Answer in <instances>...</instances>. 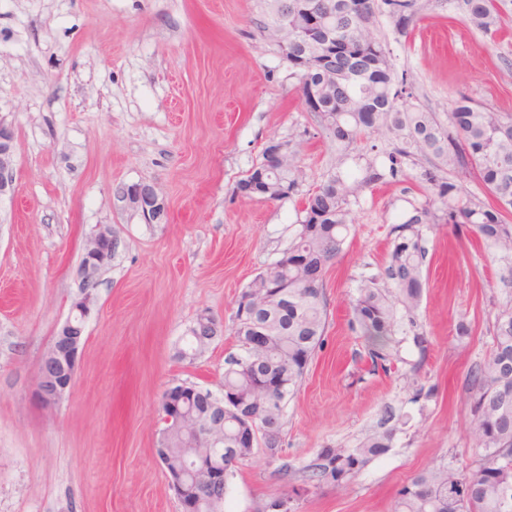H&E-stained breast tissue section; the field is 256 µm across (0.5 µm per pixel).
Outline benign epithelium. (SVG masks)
<instances>
[{
    "label": "benign epithelium",
    "mask_w": 512,
    "mask_h": 512,
    "mask_svg": "<svg viewBox=\"0 0 512 512\" xmlns=\"http://www.w3.org/2000/svg\"><path fill=\"white\" fill-rule=\"evenodd\" d=\"M314 21L307 40L316 42L321 51L309 57V67L322 72H332L337 80L343 74L336 72V35L323 22L322 14L311 11ZM15 147L14 129L0 121V198L12 195L14 186ZM123 201L141 212L149 224L158 222L164 216L166 205L156 187L145 183H133L123 187ZM118 246L112 226L100 225L88 238L84 247L79 269L78 293L72 299L67 319L53 336L50 346L41 362L36 395L41 404L52 407L60 403L70 392L76 367L85 344V328L95 306L94 290L102 270L112 262ZM198 321L209 328V335L218 338L224 333V324L208 312L199 315ZM160 423L176 427L186 423L196 429H205L218 435L224 429V400L214 404L212 411L204 416L194 417L185 410L169 416L158 412ZM168 481L183 512H209L222 503L225 484L224 464L211 461L200 465H182L167 473Z\"/></svg>",
    "instance_id": "1"
}]
</instances>
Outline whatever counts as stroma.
<instances>
[{"instance_id":"1","label":"stroma","mask_w":512,"mask_h":512,"mask_svg":"<svg viewBox=\"0 0 512 512\" xmlns=\"http://www.w3.org/2000/svg\"><path fill=\"white\" fill-rule=\"evenodd\" d=\"M425 2L406 34L383 16L374 27L413 84L409 105L444 114L465 94L512 113V0H496L505 31L494 38L448 0ZM269 10L268 0H0V120L14 129L16 167L14 195L0 198V512H181L154 453L157 409L181 382L223 394L235 349L227 332L189 358L183 338L204 310L232 325L238 296L287 248L299 216L300 196L248 199L236 186L273 139L295 144L304 189L336 171L297 77L260 35ZM403 169L360 193L344 251L326 267L325 344L288 403L283 454L299 467L320 449L351 447L387 404L404 425L340 489L283 479L256 448L227 484L233 512L275 501L287 512H393L423 469L475 466L464 380L490 354L495 314L512 295L503 263L469 233L422 225L423 294L415 325L396 329L390 372L370 373L349 327L393 227L427 199L421 166ZM137 182L162 193L161 223L116 202V188ZM101 224L118 247L74 386L47 407L35 395L39 365Z\"/></svg>"}]
</instances>
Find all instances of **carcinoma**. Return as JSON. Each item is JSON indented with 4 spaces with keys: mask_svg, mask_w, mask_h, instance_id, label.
Returning a JSON list of instances; mask_svg holds the SVG:
<instances>
[{
    "mask_svg": "<svg viewBox=\"0 0 512 512\" xmlns=\"http://www.w3.org/2000/svg\"><path fill=\"white\" fill-rule=\"evenodd\" d=\"M273 18L262 26L270 33L279 17L288 15L293 27L302 30L308 21L309 0H271ZM469 24L493 36L501 28L495 0H456ZM418 0H336L332 24L340 31L336 39V70L351 75L348 83L326 88L324 108L314 112L324 137L346 153L369 133L384 129L398 143L377 165L368 162L353 175L336 163V173L308 190L301 200L300 217L288 257H279L259 273L237 300L233 334L237 351L224 358V393L248 401L254 408V425L260 446L268 456L281 459L283 420L288 399L298 390L306 369L324 345L327 299L324 284L307 285L302 270L285 259L293 256L326 264L338 258L353 228L350 200L377 183L394 180L402 163L410 159L426 163L421 173L427 190L445 206V223L456 231L476 234L493 256L508 269L504 280L512 285V114L494 112L470 97H461L447 119L436 112L410 108L406 75H397L387 44L373 33L377 14L387 16L395 30L407 33L415 23ZM283 59L299 77V90L322 83L321 74L299 63L310 50L304 38L279 42ZM288 161L274 170L265 162L252 166L237 188L263 179L262 198L282 201L294 196L302 182L298 151L292 141ZM473 174L492 199L460 206L455 178ZM439 216L424 206L393 227L395 238L385 267L359 286L353 304L352 330L367 342L371 372H388L390 337L399 325L398 313L412 312L418 305L423 281L421 269L426 251L418 224H434ZM391 287L382 288L380 283ZM268 336L263 349L248 345L256 332ZM492 350L475 363L467 379L470 405L469 433L482 450L475 469L462 477L444 465L414 476L398 494L394 512H512V298L499 306L492 325ZM272 371L282 386L270 396L277 421L265 429L267 400L262 395L263 376ZM401 415L384 407L376 426L351 448H323L310 463L295 467L284 461L278 473L297 476L319 487H343L373 460L385 455L399 430ZM237 418L224 415V444L213 446L204 432L184 434L169 429L165 447L174 459L196 458L210 453L224 466H235L253 455L251 448L237 447Z\"/></svg>",
    "mask_w": 512,
    "mask_h": 512,
    "instance_id": "obj_1",
    "label": "carcinoma"
}]
</instances>
